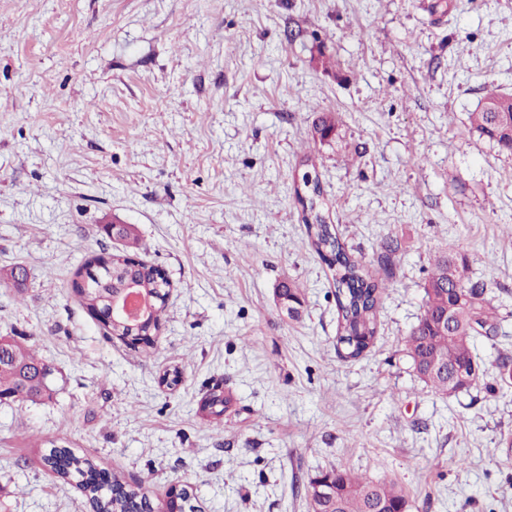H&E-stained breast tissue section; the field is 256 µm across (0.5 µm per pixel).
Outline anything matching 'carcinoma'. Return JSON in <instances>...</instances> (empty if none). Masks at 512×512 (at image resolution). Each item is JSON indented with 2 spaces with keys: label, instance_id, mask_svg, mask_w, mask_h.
<instances>
[{
  "label": "carcinoma",
  "instance_id": "1",
  "mask_svg": "<svg viewBox=\"0 0 512 512\" xmlns=\"http://www.w3.org/2000/svg\"><path fill=\"white\" fill-rule=\"evenodd\" d=\"M512 119V93L492 92L469 114L471 129L479 137L502 152L512 153V125L501 121ZM340 118L333 113L322 114L314 126L321 142L338 136ZM315 251L334 270L338 328L337 350L345 358L356 359L369 347L376 333V312L383 282L347 251L331 224L322 221L305 224ZM467 258L450 249L435 257L425 292V308L418 324L406 340L407 354L419 379L438 395L446 394L448 380L456 368L470 369L478 362L473 343L479 331L493 332L497 327V307L485 297V289L472 284L467 277ZM136 280L140 291L152 300L147 322L140 325H111V335L133 347L150 348V337L159 331L169 281L155 268L129 266L127 260L114 258L104 271L87 270L81 279L72 282L73 291L83 304L105 312L114 291ZM280 304L288 317L300 316L301 291L287 285L279 291ZM453 325L442 326L443 315ZM0 344L8 355L0 356V395L23 404L38 403L53 397L52 385L37 373L43 360L28 345L11 336H0ZM231 404L224 391L214 388L203 400L200 411L209 419L221 421ZM44 466L62 480L77 479L94 512H160L163 502H152L142 484L131 486L117 476L101 471L89 458L77 455L66 447H53L43 455ZM327 481L336 485V496L319 498L313 493L316 485ZM307 494L313 512H395L407 504L403 490L392 480H373L347 470L331 469L316 475L309 482ZM180 512H201L196 491L180 486Z\"/></svg>",
  "mask_w": 512,
  "mask_h": 512
}]
</instances>
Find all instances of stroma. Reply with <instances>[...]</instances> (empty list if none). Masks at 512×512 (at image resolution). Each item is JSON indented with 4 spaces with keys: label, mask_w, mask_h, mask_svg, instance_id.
I'll return each mask as SVG.
<instances>
[{
    "label": "stroma",
    "mask_w": 512,
    "mask_h": 512,
    "mask_svg": "<svg viewBox=\"0 0 512 512\" xmlns=\"http://www.w3.org/2000/svg\"><path fill=\"white\" fill-rule=\"evenodd\" d=\"M493 91L512 0H0V275L26 271L0 285V335L54 369L52 400L0 404V512H89L42 463L55 442L156 500L197 486L205 512H312L332 468L396 480L408 512H512V154L469 123ZM325 112L340 141H313ZM317 215L391 270L356 359ZM448 249L500 319L477 384L441 397L405 339ZM115 253L171 282L149 350L70 288ZM215 386L219 424L198 411ZM280 304L291 319H298L302 306L301 291L296 285H287L279 291Z\"/></svg>",
    "instance_id": "obj_1"
}]
</instances>
